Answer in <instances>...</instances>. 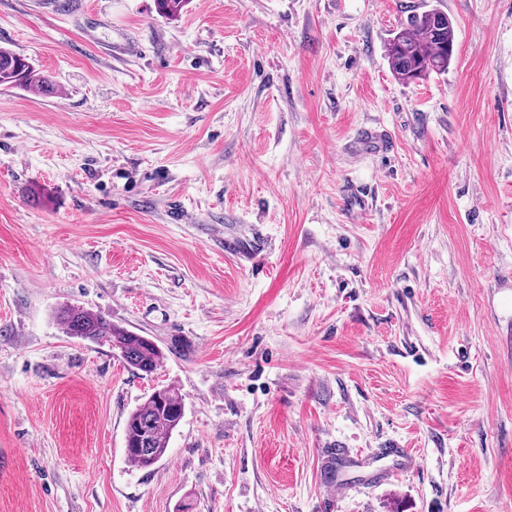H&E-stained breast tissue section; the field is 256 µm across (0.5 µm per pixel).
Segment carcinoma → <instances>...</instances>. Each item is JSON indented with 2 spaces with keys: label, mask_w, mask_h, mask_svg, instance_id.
Listing matches in <instances>:
<instances>
[{
  "label": "carcinoma",
  "mask_w": 512,
  "mask_h": 512,
  "mask_svg": "<svg viewBox=\"0 0 512 512\" xmlns=\"http://www.w3.org/2000/svg\"><path fill=\"white\" fill-rule=\"evenodd\" d=\"M454 42V25L447 13L431 9L410 16L387 47L394 76L403 83H410L447 71ZM0 85L41 93L50 89L48 80L32 62L5 47H0ZM56 320L65 335L117 349L131 368L142 373H153L163 358L161 348L150 338L86 309L64 305L56 311ZM183 416L184 404L175 390H155L126 421L128 462L138 468H148L159 461Z\"/></svg>",
  "instance_id": "obj_1"
}]
</instances>
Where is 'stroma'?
Instances as JSON below:
<instances>
[{
  "label": "stroma",
  "mask_w": 512,
  "mask_h": 512,
  "mask_svg": "<svg viewBox=\"0 0 512 512\" xmlns=\"http://www.w3.org/2000/svg\"><path fill=\"white\" fill-rule=\"evenodd\" d=\"M433 8L452 61L400 83ZM0 46L54 84L0 86V512H512V0H0ZM455 30L448 14L431 9L410 16L387 47L394 76L403 83L448 70L454 52ZM55 317L65 335L117 349L131 368L142 373H153L163 358L161 348L150 338L112 324L89 310L64 305ZM183 416L184 404L174 389L155 390L126 421L125 454L128 462L138 468H148L159 461Z\"/></svg>",
  "instance_id": "1"
}]
</instances>
